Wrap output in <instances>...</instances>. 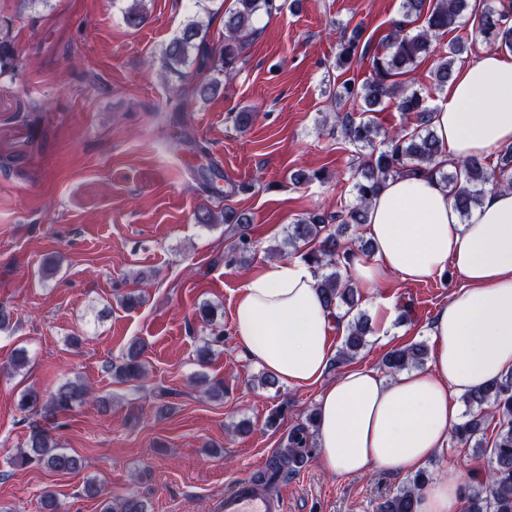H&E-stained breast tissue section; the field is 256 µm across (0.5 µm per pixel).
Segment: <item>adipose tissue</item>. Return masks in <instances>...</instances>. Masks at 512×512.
Segmentation results:
<instances>
[{"instance_id": "obj_1", "label": "adipose tissue", "mask_w": 512, "mask_h": 512, "mask_svg": "<svg viewBox=\"0 0 512 512\" xmlns=\"http://www.w3.org/2000/svg\"><path fill=\"white\" fill-rule=\"evenodd\" d=\"M432 115L444 165L512 148V53L486 50L457 70ZM370 256L350 274L366 295L392 275L423 282L454 271L462 285L432 319L426 367L387 378L353 366L325 375L333 318L312 266L288 259L251 272L233 315L237 344L281 383L321 384L317 453L338 475L423 470L448 448L457 398L512 370V190L486 191L469 221L431 172L389 179L364 226ZM464 479L445 467L418 491V512H459Z\"/></svg>"}]
</instances>
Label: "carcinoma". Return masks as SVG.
I'll return each instance as SVG.
<instances>
[{
	"mask_svg": "<svg viewBox=\"0 0 512 512\" xmlns=\"http://www.w3.org/2000/svg\"><path fill=\"white\" fill-rule=\"evenodd\" d=\"M280 0H234V8L224 13V40L214 42L202 22L188 21L180 35L173 39L163 54V67L167 73L183 80L184 68L191 66L198 75L207 76L214 71L227 75L243 61L246 45L256 32L254 19L259 12L271 15L282 10ZM144 0H132L124 14L130 27H139L147 20ZM474 12L477 31L492 45L512 49V16L505 11L486 6L480 10L470 8V0H433L425 7V0H402L401 18L393 23L386 37L384 49H371V41L363 39V30L355 26L343 28L336 53V68L350 66L357 56L370 57L371 74L360 85L346 80L336 87L331 103L336 107L332 133L356 149L370 150L363 155L356 169L353 185L354 202L336 212L318 209L291 225L283 245L271 248L281 257L297 254L316 266L319 290L326 307L345 309L350 316L347 334L340 355L355 356L367 343L371 332L368 319L354 312L359 303L357 286L348 273L355 256L344 248L340 238L351 225L367 223L368 207L378 195L388 177L418 170L437 169V158L442 145L432 125L431 109L421 94L407 84L406 76L417 63L430 56H438L433 71L437 86L448 85L455 73V57L462 53L465 40L448 43V49L438 47L440 36L458 27L467 11ZM422 22L417 27L415 23ZM20 60L15 52L9 25L0 26V76L15 75ZM363 101L361 116H354L345 109L351 100ZM389 103L409 117L406 125L389 133L380 129L367 113ZM451 186L450 194L460 216L467 219L478 207L489 188L512 189V150L498 154L495 165L487 159L472 156L458 162L454 172L442 174ZM195 222L210 227L214 224H235L239 236L224 254L229 265L240 266L246 255L253 251V242L245 232L251 217L233 208L215 212L200 208L194 215ZM143 346L137 342L129 345L124 360L118 365L109 364L106 372L123 382L143 376L141 361ZM426 346L414 343L392 349L383 358V366L392 374L424 365ZM29 363L28 351L18 348L13 358L0 365V372L11 375ZM88 388L79 382L68 381L47 395L28 389L21 393L18 406L23 411L37 410L49 421H56L86 401ZM468 412L464 420L455 425L452 437L456 444L472 449L484 461V481L465 488L467 512H512V370L499 379L464 395ZM317 413L308 417V424L293 429L284 448L268 461L259 477L268 481L281 478L294 471L312 450L309 428L316 426ZM498 421L499 428L493 440H487V421ZM16 463L45 467L60 473H72L82 468L79 458L60 450L50 431L34 424L30 427L27 448L20 452ZM426 481L425 473L414 476L409 484L379 504V512H417L416 491Z\"/></svg>",
	"mask_w": 512,
	"mask_h": 512,
	"instance_id": "obj_1",
	"label": "carcinoma"
}]
</instances>
